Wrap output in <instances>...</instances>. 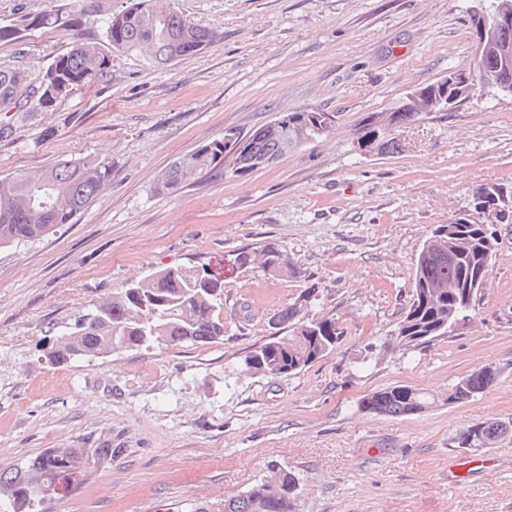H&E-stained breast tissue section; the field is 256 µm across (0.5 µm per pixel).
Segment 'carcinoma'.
I'll return each instance as SVG.
<instances>
[{
	"mask_svg": "<svg viewBox=\"0 0 512 512\" xmlns=\"http://www.w3.org/2000/svg\"><path fill=\"white\" fill-rule=\"evenodd\" d=\"M42 30L78 27L80 17L60 5L39 12L26 11L19 3L10 23L0 21V42L18 43L27 27ZM104 35L112 48L129 55L143 56L156 67L169 66L181 58L201 52L216 42V32L192 22L178 12L171 0H124L122 9L105 21ZM111 62L91 42H75L57 55L38 82L19 65L0 66V142L13 138L15 129L5 100L16 93L26 94L31 86L46 85V101H33L16 111H47L74 90L90 85L108 73ZM500 87L512 85V70L498 67L491 53L476 58L469 75ZM288 121L274 119L246 134L250 155L276 161L289 151L311 144L330 128L326 112H288ZM239 135L203 145L173 160L161 177L158 191L175 194L213 170L226 171L224 162L239 163L235 172L248 175L253 165L248 158L235 156ZM112 167L96 160H62L34 173L26 172L0 179V248L32 241L56 232L62 224L73 223L110 185ZM496 248L493 232L472 219L458 216L431 231L415 262L411 277V299L399 321L397 337L408 346L421 347L446 336L468 317L479 288L488 272ZM263 259L273 276L300 275L288 254L274 242L259 252L242 250L235 263L246 267L256 257ZM461 289L448 294V282ZM314 291H303L290 306L276 313V331L265 343L244 358L250 374L278 376L295 374L336 348L341 332L333 318H306L305 308ZM289 334L283 336L280 331ZM68 335L74 340L58 341L48 353L57 365L76 358H99L123 348H149L159 344L206 345L224 340V283L193 267L166 268L153 273L146 284L136 282L116 289L81 316ZM498 370L483 366L463 376L442 398L454 404L474 399L497 381ZM436 403L435 398L409 384L389 386L366 395L363 409L383 416L419 415ZM512 441V419L480 421L460 429L451 438V447L476 452ZM63 460L49 448L20 468L0 472V498L12 512H43L48 498L36 487L52 483L65 467L83 460L90 470L112 463L110 448H67ZM271 475L263 483L224 500L219 512H296L295 477L270 466Z\"/></svg>",
	"mask_w": 512,
	"mask_h": 512,
	"instance_id": "obj_1",
	"label": "carcinoma"
}]
</instances>
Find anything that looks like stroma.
I'll use <instances>...</instances> for the list:
<instances>
[{"label":"stroma","instance_id":"obj_1","mask_svg":"<svg viewBox=\"0 0 512 512\" xmlns=\"http://www.w3.org/2000/svg\"><path fill=\"white\" fill-rule=\"evenodd\" d=\"M64 2L79 28L2 43L0 64L35 78L80 39L111 68L51 111L15 113L0 178L87 158L111 165L112 184L74 223L0 249V470L49 448H115L47 512H196L263 482L271 463L295 475L298 512H512V443L477 455L449 445L466 425L512 418V220L491 227L472 316L423 347L396 338L430 230L479 185L512 192V96L477 85L455 110L397 128L399 153L355 149L365 116L473 65L478 0H173L221 38L164 68L104 39L123 0ZM296 110L333 115L330 134L247 176L157 191L176 157ZM268 241L304 278L236 266L239 251ZM177 266L223 279V341L49 361L100 298ZM309 287L308 315L335 318L336 349L297 374L245 372L269 316ZM485 365L500 372L490 390L443 403ZM395 384L437 403L402 418L361 407Z\"/></svg>","mask_w":512,"mask_h":512}]
</instances>
